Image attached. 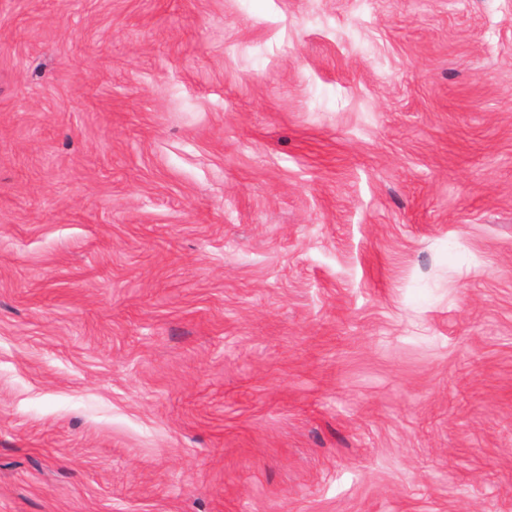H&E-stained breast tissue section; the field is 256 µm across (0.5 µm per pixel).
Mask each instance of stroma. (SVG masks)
Here are the masks:
<instances>
[{"instance_id": "35a3bbf8", "label": "stroma", "mask_w": 512, "mask_h": 512, "mask_svg": "<svg viewBox=\"0 0 512 512\" xmlns=\"http://www.w3.org/2000/svg\"><path fill=\"white\" fill-rule=\"evenodd\" d=\"M0 512H512V0H0Z\"/></svg>"}]
</instances>
